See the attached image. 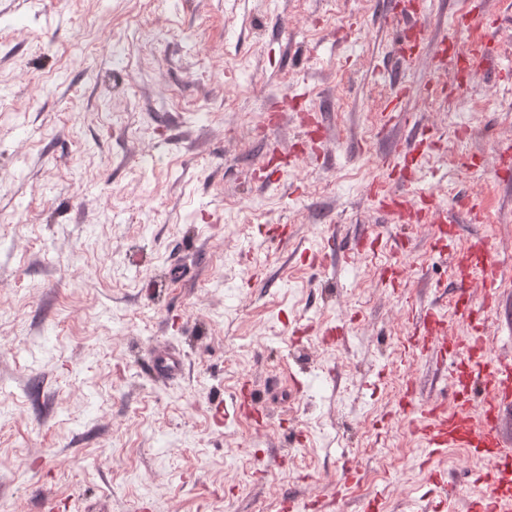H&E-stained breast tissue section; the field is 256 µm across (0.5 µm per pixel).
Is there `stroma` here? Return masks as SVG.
<instances>
[{
	"label": "stroma",
	"mask_w": 512,
	"mask_h": 512,
	"mask_svg": "<svg viewBox=\"0 0 512 512\" xmlns=\"http://www.w3.org/2000/svg\"><path fill=\"white\" fill-rule=\"evenodd\" d=\"M418 3L0 0L11 512H409L434 470L466 507L486 462L413 428L453 409L468 329L512 361V0ZM422 191L452 234L387 205ZM480 238L489 308L452 264ZM427 307L444 338L415 334ZM471 248L482 253L485 258L483 288L486 292V298L491 299L497 291L496 285L502 276V266L487 242L477 240L473 245H471Z\"/></svg>",
	"instance_id": "obj_1"
}]
</instances>
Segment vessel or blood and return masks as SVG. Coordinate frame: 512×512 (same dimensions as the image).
Returning a JSON list of instances; mask_svg holds the SVG:
<instances>
[{
	"instance_id": "1",
	"label": "vessel or blood",
	"mask_w": 512,
	"mask_h": 512,
	"mask_svg": "<svg viewBox=\"0 0 512 512\" xmlns=\"http://www.w3.org/2000/svg\"><path fill=\"white\" fill-rule=\"evenodd\" d=\"M473 248L485 258L483 288L487 295H494L502 266L487 242L476 241ZM482 342V337L471 336L458 345L460 354L471 360L474 382L488 388L481 406H474L468 397L457 400L451 412H434L418 433L430 448L489 449L493 465L477 475L478 482L488 485L489 493L472 500L469 512H512V477L499 467L501 460L512 457V447L505 444L498 421L503 400L512 396V364L479 359Z\"/></svg>"
}]
</instances>
